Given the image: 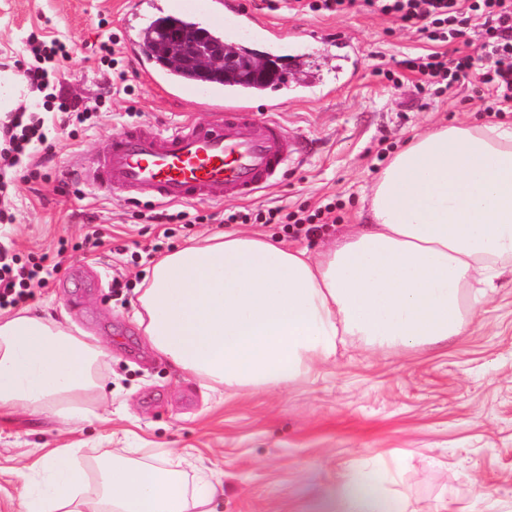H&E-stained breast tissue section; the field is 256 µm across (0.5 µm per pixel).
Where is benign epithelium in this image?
I'll list each match as a JSON object with an SVG mask.
<instances>
[{
  "label": "benign epithelium",
  "mask_w": 512,
  "mask_h": 512,
  "mask_svg": "<svg viewBox=\"0 0 512 512\" xmlns=\"http://www.w3.org/2000/svg\"><path fill=\"white\" fill-rule=\"evenodd\" d=\"M183 64L207 72L222 68L227 73H248L247 79L260 83L268 78L271 64L267 59L241 51L226 41H210L191 49Z\"/></svg>",
  "instance_id": "obj_1"
}]
</instances>
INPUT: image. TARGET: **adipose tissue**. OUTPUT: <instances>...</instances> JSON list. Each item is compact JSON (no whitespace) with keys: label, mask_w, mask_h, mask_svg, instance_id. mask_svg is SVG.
<instances>
[{"label":"adipose tissue","mask_w":512,"mask_h":512,"mask_svg":"<svg viewBox=\"0 0 512 512\" xmlns=\"http://www.w3.org/2000/svg\"><path fill=\"white\" fill-rule=\"evenodd\" d=\"M368 226L309 255L221 234L159 258L138 321L178 376L231 390L284 389L350 339L368 349L466 335L485 287L512 272V124L450 125L415 137L383 171ZM104 345L51 315H0V412L71 426L99 420ZM53 448L21 470L23 512H213L224 485L186 474L177 449ZM400 461L348 471L334 512H385Z\"/></svg>","instance_id":"adipose-tissue-1"}]
</instances>
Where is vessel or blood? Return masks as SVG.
<instances>
[{"label": "vessel or blood", "instance_id": "obj_1", "mask_svg": "<svg viewBox=\"0 0 512 512\" xmlns=\"http://www.w3.org/2000/svg\"><path fill=\"white\" fill-rule=\"evenodd\" d=\"M226 7V0H137L131 14L134 34L124 48L140 75L173 103L214 112L217 118L207 126L191 121L140 126L115 137L103 156L75 157L88 188L116 190L127 199L158 204L221 203L248 199L283 173L292 143L271 115L281 109L284 93L238 94L219 85L180 80L156 64L146 41L145 13L179 14L220 36L227 25ZM236 14L261 40L282 41L279 31L250 11L240 8ZM260 108L266 109V117H256Z\"/></svg>", "mask_w": 512, "mask_h": 512}]
</instances>
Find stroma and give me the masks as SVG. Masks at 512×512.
Instances as JSON below:
<instances>
[{"instance_id":"stroma-1","label":"stroma","mask_w":512,"mask_h":512,"mask_svg":"<svg viewBox=\"0 0 512 512\" xmlns=\"http://www.w3.org/2000/svg\"><path fill=\"white\" fill-rule=\"evenodd\" d=\"M129 0H0V58H19L30 34L64 43L65 91L102 93L105 74L91 45L125 41L121 17ZM288 38L271 48L229 26L228 39L250 52L284 58L292 92L273 118L308 144L286 174L246 200V208L287 211L342 202L343 220L298 237L279 224L246 230L295 247L316 249L364 223L373 186L386 161L409 139L440 125L482 124L489 116L471 82L426 97L412 83L377 77L378 66L428 52L401 22L356 11L342 16L295 10L293 0H246ZM122 63L133 95L112 94L88 130L51 125L50 154H36L37 178L17 175L8 194L12 248L21 260L64 252L61 271L34 291L31 309L67 315L99 340L109 358L102 402L107 423L67 427L23 411L0 415V512H22L19 469L42 449L77 446L88 457L112 448L179 449L215 470L224 497L215 512H329L343 475L365 460L401 459L392 495L405 512H512V277L503 276L475 312L469 335L438 346L372 352L339 345L333 363L284 390L237 393L174 376L137 320L136 294L113 296L112 278L143 285L152 261L144 249L163 228L135 218L119 192L70 181L66 163L103 154L112 137L139 124L165 125L208 112L180 110L144 84L130 56ZM192 224L177 228L165 251L188 239L226 231L224 207L188 202ZM108 240L92 255L77 251L88 225ZM122 253H115V246Z\"/></svg>"}]
</instances>
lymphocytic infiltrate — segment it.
Instances as JSON below:
<instances>
[{
	"label": "lymphocytic infiltrate",
	"mask_w": 512,
	"mask_h": 512,
	"mask_svg": "<svg viewBox=\"0 0 512 512\" xmlns=\"http://www.w3.org/2000/svg\"><path fill=\"white\" fill-rule=\"evenodd\" d=\"M301 11L340 15L353 9L393 17L423 39L436 44V51L400 60V68L420 75L440 91L477 75L479 97L486 113H500L512 103V0H296ZM479 30L481 54L455 48V41ZM26 61H15L28 87L42 92L59 84L60 57L66 56L63 44L31 38ZM47 142L42 118L18 107L0 120V196L7 195L13 172ZM339 203L330 202L308 211L286 212L280 208L252 212L228 210V224H281L293 234L315 232L317 225L337 224L342 220ZM62 266L61 257L39 259L28 264L0 245V309L25 305L34 290L46 286Z\"/></svg>",
	"instance_id": "1"
}]
</instances>
